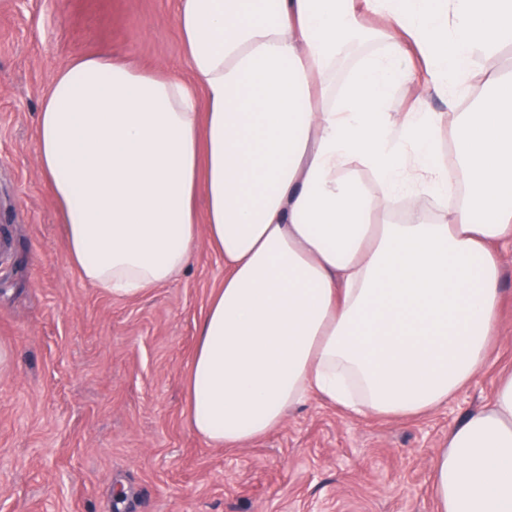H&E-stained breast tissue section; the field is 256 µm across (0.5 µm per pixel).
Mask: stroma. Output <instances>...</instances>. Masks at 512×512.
I'll list each match as a JSON object with an SVG mask.
<instances>
[{
    "mask_svg": "<svg viewBox=\"0 0 512 512\" xmlns=\"http://www.w3.org/2000/svg\"><path fill=\"white\" fill-rule=\"evenodd\" d=\"M176 0H0V512H435L431 471L448 429L512 369V251L498 339L447 407L354 417L319 398L237 448L188 423L197 325L224 282L199 239L170 284L139 298L85 282L35 151L41 101L72 59L188 77Z\"/></svg>",
    "mask_w": 512,
    "mask_h": 512,
    "instance_id": "35a3bbf8",
    "label": "stroma"
}]
</instances>
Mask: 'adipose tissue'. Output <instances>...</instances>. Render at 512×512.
Segmentation results:
<instances>
[{
	"label": "adipose tissue",
	"instance_id": "ef3b65f1",
	"mask_svg": "<svg viewBox=\"0 0 512 512\" xmlns=\"http://www.w3.org/2000/svg\"><path fill=\"white\" fill-rule=\"evenodd\" d=\"M174 18L189 77L81 57L41 102L72 264L137 297L199 236L223 258L188 375L208 444L261 438L314 396L356 416L446 405L498 334L512 0H178ZM406 83L413 103L391 112ZM432 492L437 512H512V371L449 430Z\"/></svg>",
	"mask_w": 512,
	"mask_h": 512
}]
</instances>
